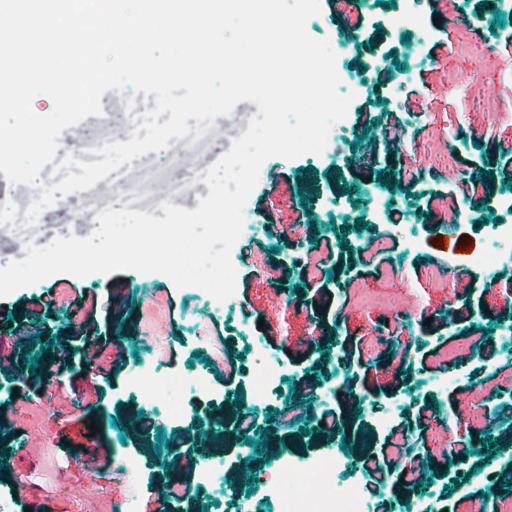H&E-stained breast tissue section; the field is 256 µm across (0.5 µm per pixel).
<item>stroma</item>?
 <instances>
[{"label": "stroma", "instance_id": "1", "mask_svg": "<svg viewBox=\"0 0 512 512\" xmlns=\"http://www.w3.org/2000/svg\"><path fill=\"white\" fill-rule=\"evenodd\" d=\"M320 6L308 33L328 40L350 76L337 91L353 101L321 153L262 164L279 180L258 181L244 205L230 255L235 307L134 270L58 273L0 297V353L38 358L37 367H22V381L0 372V408L18 429L0 436V512H274L262 476L274 443L294 475L344 450L336 484L359 483L369 512H496L512 488V352L504 345L512 265L488 274L463 251L492 246V217L512 224V210L496 206L512 193V46L504 44L512 0ZM257 113L255 103H237L184 161L141 155L139 164L155 171L149 191L196 181ZM393 125L399 136L389 135ZM407 165L415 171L409 181L400 176ZM96 216L84 192L59 199L41 212L33 237L0 235V267L24 259L27 243L70 237L73 225ZM436 267L440 287L427 276ZM47 289L55 301L48 311L18 312L19 298ZM360 293L388 304L359 308ZM156 298L166 314L150 331L144 310ZM84 320L97 326L110 373L89 365L72 336ZM455 345V361L442 363ZM218 350L234 361L232 371L214 360ZM264 366L280 368L283 379L260 407L256 430L208 445L213 416L230 425L251 407L255 371ZM143 371L177 378L178 390L145 401L128 386ZM200 374L205 395L195 390ZM479 387L487 393L486 434L449 425ZM168 403L181 406L180 418L160 414ZM287 409L314 416L288 426L279 419ZM328 409L334 434L315 419ZM140 415L150 429L140 430ZM92 420L100 430L90 438ZM253 440L262 450L250 452ZM448 445L455 456L443 455ZM373 453L385 454L384 474L361 465ZM175 454L178 468L165 466ZM246 455L249 476L241 472ZM128 457L139 460L137 473L125 469ZM416 461L432 472L422 489L404 480ZM205 471L214 481L199 499L172 502L156 492L172 481L196 485Z\"/></svg>", "mask_w": 512, "mask_h": 512}]
</instances>
